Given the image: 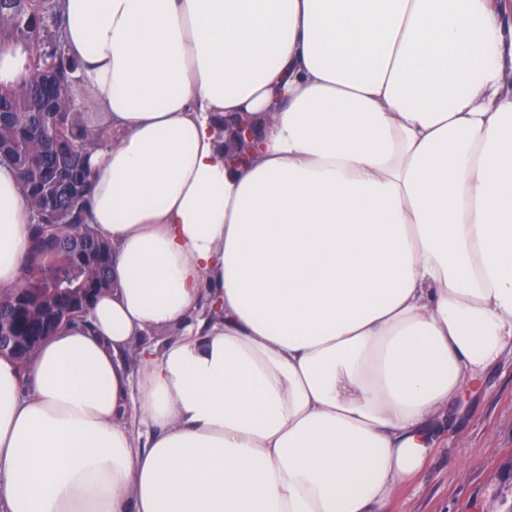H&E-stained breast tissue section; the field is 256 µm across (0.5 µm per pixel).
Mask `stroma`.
<instances>
[{
	"label": "stroma",
	"mask_w": 512,
	"mask_h": 512,
	"mask_svg": "<svg viewBox=\"0 0 512 512\" xmlns=\"http://www.w3.org/2000/svg\"><path fill=\"white\" fill-rule=\"evenodd\" d=\"M454 413L447 442L383 512H500L512 500V361L492 368Z\"/></svg>",
	"instance_id": "1"
}]
</instances>
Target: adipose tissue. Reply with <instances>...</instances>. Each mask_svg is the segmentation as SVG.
Masks as SVG:
<instances>
[{
  "instance_id": "adipose-tissue-1",
  "label": "adipose tissue",
  "mask_w": 512,
  "mask_h": 512,
  "mask_svg": "<svg viewBox=\"0 0 512 512\" xmlns=\"http://www.w3.org/2000/svg\"><path fill=\"white\" fill-rule=\"evenodd\" d=\"M62 11L112 288L0 357V512H382L512 359V0Z\"/></svg>"
}]
</instances>
